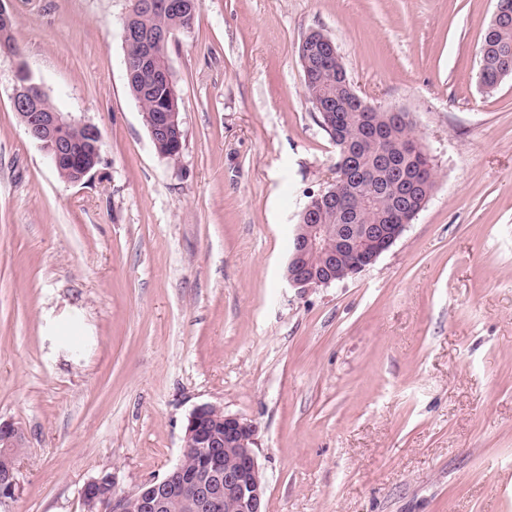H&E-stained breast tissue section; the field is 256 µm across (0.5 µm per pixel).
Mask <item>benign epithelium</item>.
I'll list each match as a JSON object with an SVG mask.
<instances>
[{"label": "benign epithelium", "mask_w": 512, "mask_h": 512, "mask_svg": "<svg viewBox=\"0 0 512 512\" xmlns=\"http://www.w3.org/2000/svg\"><path fill=\"white\" fill-rule=\"evenodd\" d=\"M123 39L126 43H140L143 65H148L158 42L157 34L125 24ZM46 97L28 70L19 68L12 95L13 109L28 136L46 150L53 166L72 167L77 174L74 182L79 183L94 169V165L87 163V153H93V161L100 160L101 134L92 124L61 112L43 111L41 101ZM148 130L157 150L182 152L178 112L159 108L149 120ZM334 201L335 188L322 189L311 195L300 215L313 220L320 207ZM406 228L405 224H342L332 231L324 224H297L286 278L300 289L352 278L388 251ZM317 252L324 255L325 263L316 268L308 266V256ZM348 252L361 253L363 257L352 267L338 268V261ZM209 417L224 428H206L204 420ZM184 441L185 447L199 449L205 464L202 474L194 476L178 464L162 479L146 483L132 493L111 491L100 497L101 504L109 505L110 512H165L171 500L182 497L183 491L191 487L202 512H265L266 486L254 450L255 427L249 420L226 413L216 405L202 404L188 417ZM0 446L22 447V433L14 423L0 422ZM18 486L17 468L12 464L0 476V498H5V490L14 491Z\"/></svg>", "instance_id": "1"}]
</instances>
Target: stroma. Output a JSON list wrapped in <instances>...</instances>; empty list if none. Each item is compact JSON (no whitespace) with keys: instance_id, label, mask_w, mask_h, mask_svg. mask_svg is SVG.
Returning a JSON list of instances; mask_svg holds the SVG:
<instances>
[{"instance_id":"1","label":"stroma","mask_w":512,"mask_h":512,"mask_svg":"<svg viewBox=\"0 0 512 512\" xmlns=\"http://www.w3.org/2000/svg\"><path fill=\"white\" fill-rule=\"evenodd\" d=\"M497 0H203L169 65L184 148L128 90V0H11L0 54V421L24 433L0 512H86L180 460L201 404L256 428L266 512H512V75L478 51ZM435 159L424 209L355 277L302 290L294 227L336 177L298 48ZM25 65L101 159L62 179L12 107Z\"/></svg>"}]
</instances>
